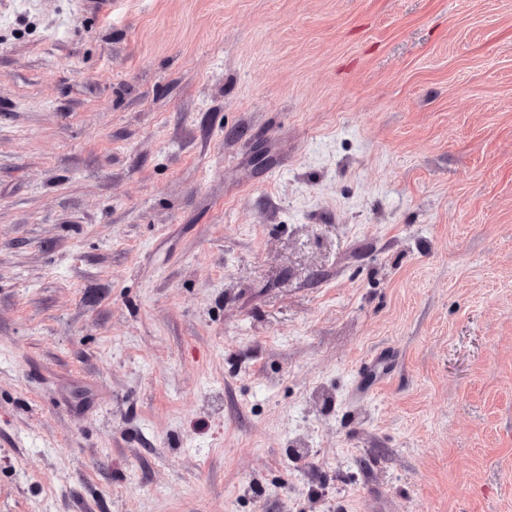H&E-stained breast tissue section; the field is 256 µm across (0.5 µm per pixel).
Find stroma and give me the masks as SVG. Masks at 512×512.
<instances>
[{
  "instance_id": "stroma-1",
  "label": "stroma",
  "mask_w": 512,
  "mask_h": 512,
  "mask_svg": "<svg viewBox=\"0 0 512 512\" xmlns=\"http://www.w3.org/2000/svg\"><path fill=\"white\" fill-rule=\"evenodd\" d=\"M0 512H512V0H0Z\"/></svg>"
}]
</instances>
